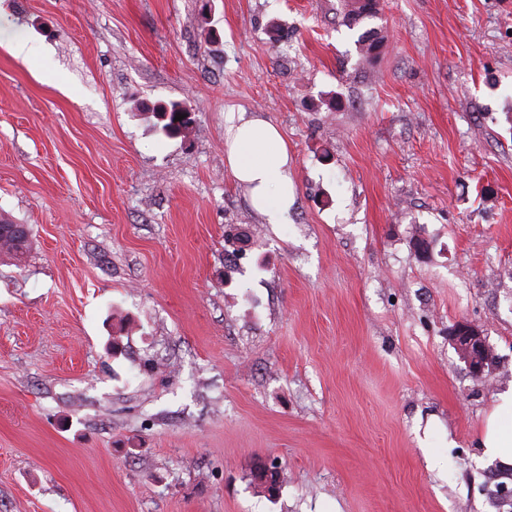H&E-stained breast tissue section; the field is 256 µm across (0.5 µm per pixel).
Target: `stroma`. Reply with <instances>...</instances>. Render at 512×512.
<instances>
[{
	"mask_svg": "<svg viewBox=\"0 0 512 512\" xmlns=\"http://www.w3.org/2000/svg\"><path fill=\"white\" fill-rule=\"evenodd\" d=\"M339 10L0 0V217L32 234L0 259V512H511L479 435L512 387V0ZM242 111L288 144V223L225 161ZM343 18L351 27L364 18L377 17L379 14L377 0H342ZM384 41V35L380 29H369L357 37L356 45L360 55L368 61H374ZM153 111L157 116L161 117L162 121H165L162 129L167 135H184L194 124L192 115L195 113V108L190 102H171L168 105H160ZM176 114L185 115V118L181 121H175ZM452 340L469 372L475 377H483L494 357L482 330L470 323L460 322L452 329Z\"/></svg>",
	"mask_w": 512,
	"mask_h": 512,
	"instance_id": "35a3bbf8",
	"label": "stroma"
}]
</instances>
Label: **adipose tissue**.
I'll return each instance as SVG.
<instances>
[{"instance_id": "adipose-tissue-1", "label": "adipose tissue", "mask_w": 512, "mask_h": 512, "mask_svg": "<svg viewBox=\"0 0 512 512\" xmlns=\"http://www.w3.org/2000/svg\"><path fill=\"white\" fill-rule=\"evenodd\" d=\"M224 146L233 176L250 187L255 211L266 223H287L293 182L288 146L277 128L259 117L229 116L224 122ZM479 442L485 455L512 465V388L499 394Z\"/></svg>"}]
</instances>
